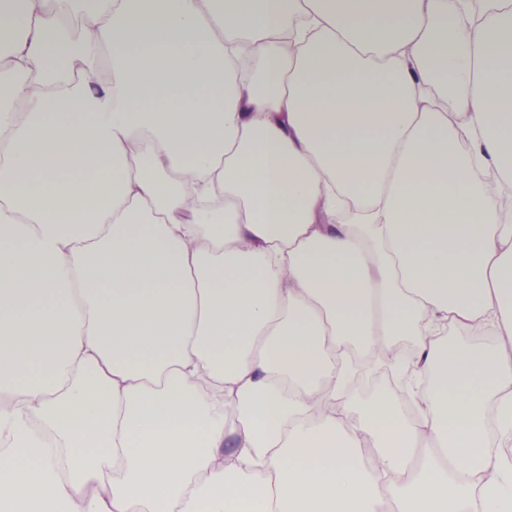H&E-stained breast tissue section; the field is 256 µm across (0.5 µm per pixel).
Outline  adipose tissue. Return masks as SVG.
Returning <instances> with one entry per match:
<instances>
[{"instance_id": "1", "label": "adipose tissue", "mask_w": 512, "mask_h": 512, "mask_svg": "<svg viewBox=\"0 0 512 512\" xmlns=\"http://www.w3.org/2000/svg\"><path fill=\"white\" fill-rule=\"evenodd\" d=\"M0 33V512H512V0ZM405 333L418 415L337 416V353Z\"/></svg>"}]
</instances>
